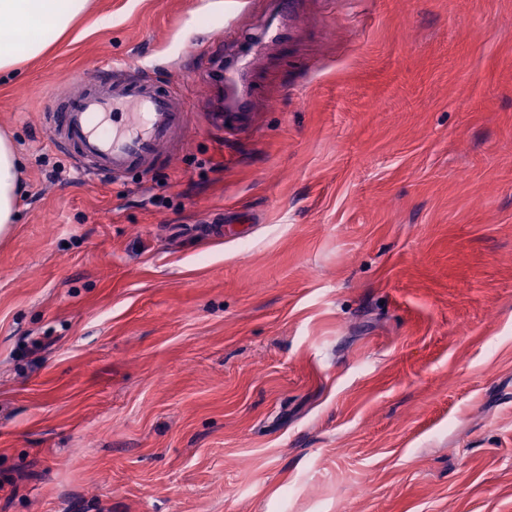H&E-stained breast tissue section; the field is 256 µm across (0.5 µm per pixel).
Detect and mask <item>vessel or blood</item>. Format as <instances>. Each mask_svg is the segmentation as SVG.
<instances>
[{"label": "vessel or blood", "instance_id": "obj_1", "mask_svg": "<svg viewBox=\"0 0 512 512\" xmlns=\"http://www.w3.org/2000/svg\"><path fill=\"white\" fill-rule=\"evenodd\" d=\"M192 108L182 82L159 83L112 58L80 74L68 93L52 91L43 127L49 143L88 179L119 180L165 164ZM206 119L227 132L236 128V113L221 100Z\"/></svg>", "mask_w": 512, "mask_h": 512}]
</instances>
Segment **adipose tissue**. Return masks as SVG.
I'll list each match as a JSON object with an SVG mask.
<instances>
[{"instance_id":"obj_1","label":"adipose tissue","mask_w":512,"mask_h":512,"mask_svg":"<svg viewBox=\"0 0 512 512\" xmlns=\"http://www.w3.org/2000/svg\"><path fill=\"white\" fill-rule=\"evenodd\" d=\"M89 0H0V77L19 74L40 58L86 10ZM22 192L20 158L0 133V237L15 224Z\"/></svg>"}]
</instances>
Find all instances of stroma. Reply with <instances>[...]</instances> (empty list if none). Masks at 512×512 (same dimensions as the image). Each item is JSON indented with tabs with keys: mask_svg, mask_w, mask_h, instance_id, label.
I'll return each instance as SVG.
<instances>
[{
	"mask_svg": "<svg viewBox=\"0 0 512 512\" xmlns=\"http://www.w3.org/2000/svg\"><path fill=\"white\" fill-rule=\"evenodd\" d=\"M278 15L92 0L0 83V512H512V0H297L266 40ZM254 52L210 130L206 71ZM112 56L194 101L124 183L41 127ZM242 114L243 112H231L224 100L218 98L214 108L206 113V119L212 127L222 128L224 133H229V131L237 130L235 121ZM20 158L12 136L0 133V237L8 236L19 214Z\"/></svg>",
	"mask_w": 512,
	"mask_h": 512,
	"instance_id": "obj_1",
	"label": "stroma"
}]
</instances>
